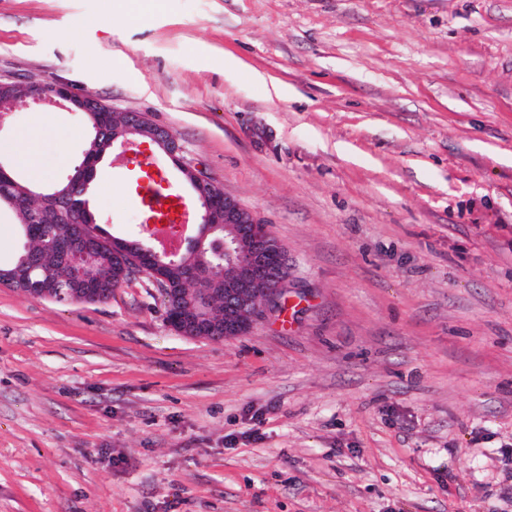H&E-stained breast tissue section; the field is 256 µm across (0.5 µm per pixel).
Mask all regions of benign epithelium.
<instances>
[{"label":"benign epithelium","instance_id":"benign-epithelium-1","mask_svg":"<svg viewBox=\"0 0 512 512\" xmlns=\"http://www.w3.org/2000/svg\"><path fill=\"white\" fill-rule=\"evenodd\" d=\"M23 96L20 102H47L78 114L109 112L111 108L99 98L81 94L60 81L22 82ZM140 143L155 145L180 174L182 183L191 193L197 228L188 238L185 249L209 252L203 261L185 270L187 282L209 278L213 261L222 269L221 287L224 294V322L210 320L206 312V297L187 288L175 290L158 274V269L178 263L181 254L168 255L131 244L124 238L104 239L97 220L91 216L84 195L94 180L97 165L103 155L83 156L77 172L72 174L66 187L59 191H39L36 197L47 202L55 212L68 215L70 228L62 230L51 216L42 212L34 214L42 219V238L47 245L71 260L74 267L72 288L64 295L70 301L79 295L86 301L99 302L104 289L93 287L88 273V261L92 253L91 243L105 242L112 256L121 261V275L134 272L147 274L164 290L168 299L167 320L179 334L191 338L222 341L226 338L248 334L253 324L267 314L278 310L279 294L288 281V254L283 247L271 240L264 220L243 207L236 199L224 194V189L202 167L184 156L183 146L167 128L152 122L141 112L124 113V130L112 133L106 149L120 158L131 146ZM220 224L233 225L236 230L224 237L215 236ZM38 264L35 252L28 254L17 264L0 265V279L23 285L30 298H47L46 291L29 280L30 271Z\"/></svg>","mask_w":512,"mask_h":512}]
</instances>
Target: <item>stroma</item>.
I'll return each instance as SVG.
<instances>
[{"label": "stroma", "instance_id": "stroma-1", "mask_svg": "<svg viewBox=\"0 0 512 512\" xmlns=\"http://www.w3.org/2000/svg\"><path fill=\"white\" fill-rule=\"evenodd\" d=\"M168 128L288 254L281 311L194 339L133 274L0 283V512H512V0H0V81ZM51 119L45 189L82 162ZM138 167L90 208L145 238Z\"/></svg>", "mask_w": 512, "mask_h": 512}]
</instances>
